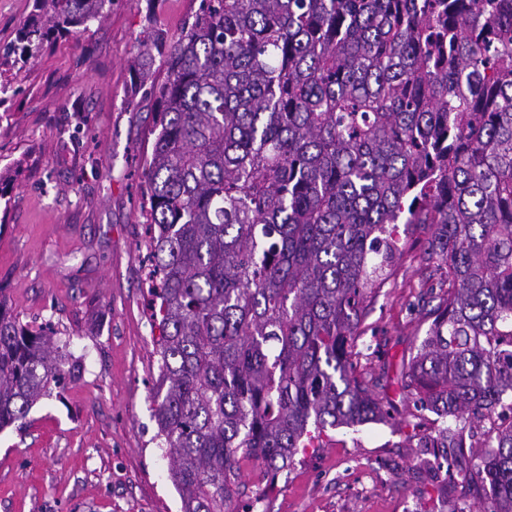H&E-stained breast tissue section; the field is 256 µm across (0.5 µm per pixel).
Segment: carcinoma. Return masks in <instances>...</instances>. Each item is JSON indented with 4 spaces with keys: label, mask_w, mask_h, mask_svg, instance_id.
Wrapping results in <instances>:
<instances>
[{
    "label": "carcinoma",
    "mask_w": 512,
    "mask_h": 512,
    "mask_svg": "<svg viewBox=\"0 0 512 512\" xmlns=\"http://www.w3.org/2000/svg\"><path fill=\"white\" fill-rule=\"evenodd\" d=\"M115 0H33L17 42L105 20ZM143 154L159 447L181 512H225L328 428L378 419L358 328L429 224L444 288L402 390L450 423L426 464L512 397V0H200ZM0 304V431L83 365ZM486 512H512V424L476 450Z\"/></svg>",
    "instance_id": "carcinoma-1"
}]
</instances>
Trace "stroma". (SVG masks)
<instances>
[{
    "instance_id": "1",
    "label": "stroma",
    "mask_w": 512,
    "mask_h": 512,
    "mask_svg": "<svg viewBox=\"0 0 512 512\" xmlns=\"http://www.w3.org/2000/svg\"><path fill=\"white\" fill-rule=\"evenodd\" d=\"M192 0H115L102 24L43 47L0 104V305L32 327L52 324L80 358L23 429L0 432V512H180L154 418L160 330L144 285L141 141L153 123L155 68L136 84L142 32L178 37ZM410 232L390 282L359 327L357 372L391 401L388 418L327 430L276 477L251 463L233 512H481L470 459L426 466L417 441L442 421L415 418L401 388L430 321L441 277ZM422 429H414V421ZM447 494H438V486Z\"/></svg>"
}]
</instances>
